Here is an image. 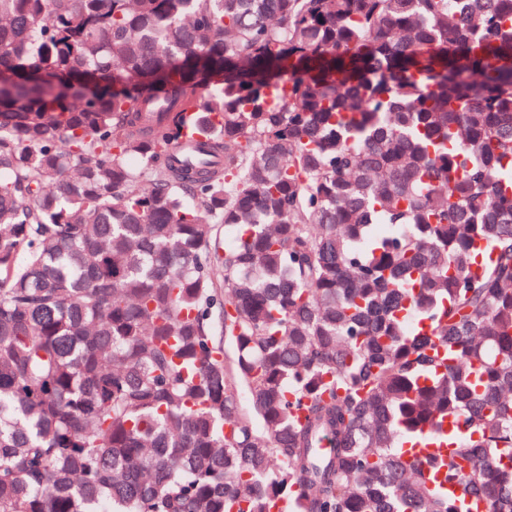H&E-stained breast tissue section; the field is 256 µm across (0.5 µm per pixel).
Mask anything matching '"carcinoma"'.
<instances>
[{
	"instance_id": "carcinoma-1",
	"label": "carcinoma",
	"mask_w": 512,
	"mask_h": 512,
	"mask_svg": "<svg viewBox=\"0 0 512 512\" xmlns=\"http://www.w3.org/2000/svg\"><path fill=\"white\" fill-rule=\"evenodd\" d=\"M3 74L0 512H512V0H0Z\"/></svg>"
}]
</instances>
